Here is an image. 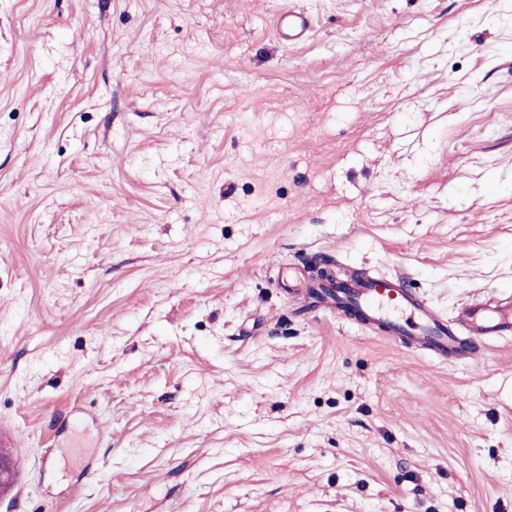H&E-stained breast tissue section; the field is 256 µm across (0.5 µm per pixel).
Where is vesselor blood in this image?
Returning a JSON list of instances; mask_svg holds the SVG:
<instances>
[{"label":"vessel or blood","mask_w":512,"mask_h":512,"mask_svg":"<svg viewBox=\"0 0 512 512\" xmlns=\"http://www.w3.org/2000/svg\"><path fill=\"white\" fill-rule=\"evenodd\" d=\"M289 39L303 40L312 30L311 19L288 12L279 21ZM345 304L358 319L386 332L406 347H417L445 357L470 355L479 347L512 336V294L498 293L462 305L454 319L444 318L409 288L405 276L390 279L357 277L347 284Z\"/></svg>","instance_id":"vessel-or-blood-1"}]
</instances>
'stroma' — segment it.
Instances as JSON below:
<instances>
[{
  "instance_id": "35a3bbf8",
  "label": "stroma",
  "mask_w": 512,
  "mask_h": 512,
  "mask_svg": "<svg viewBox=\"0 0 512 512\" xmlns=\"http://www.w3.org/2000/svg\"><path fill=\"white\" fill-rule=\"evenodd\" d=\"M297 8L300 42L275 29ZM0 512H512V0H0ZM340 300L352 306L353 318L376 326L407 348L426 349L441 357L470 355L480 347L512 336V294L500 292L462 305L451 321L409 288L406 276L357 277Z\"/></svg>"
}]
</instances>
